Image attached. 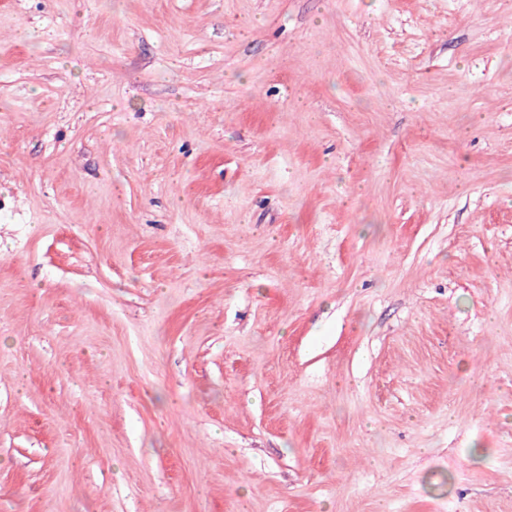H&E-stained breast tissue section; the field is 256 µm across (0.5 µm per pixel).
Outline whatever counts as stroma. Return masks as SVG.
Here are the masks:
<instances>
[{"instance_id": "stroma-1", "label": "stroma", "mask_w": 512, "mask_h": 512, "mask_svg": "<svg viewBox=\"0 0 512 512\" xmlns=\"http://www.w3.org/2000/svg\"><path fill=\"white\" fill-rule=\"evenodd\" d=\"M0 512H512V0H0Z\"/></svg>"}]
</instances>
